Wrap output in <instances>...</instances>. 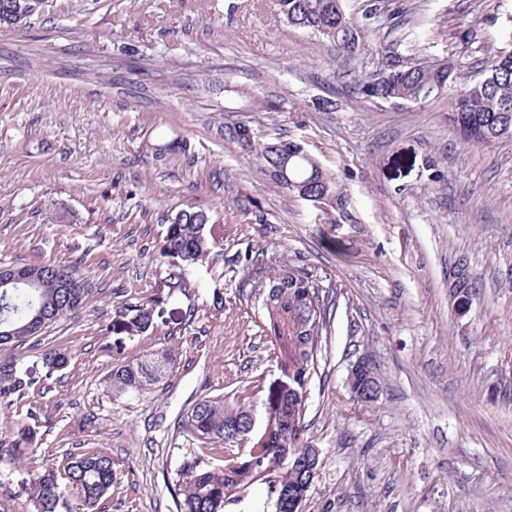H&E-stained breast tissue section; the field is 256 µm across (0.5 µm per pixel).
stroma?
I'll use <instances>...</instances> for the list:
<instances>
[{"instance_id":"35a3bbf8","label":"stroma","mask_w":512,"mask_h":512,"mask_svg":"<svg viewBox=\"0 0 512 512\" xmlns=\"http://www.w3.org/2000/svg\"><path fill=\"white\" fill-rule=\"evenodd\" d=\"M411 2L414 23L351 61L285 26L276 0H49L29 27L0 29V266L75 262L95 289L23 347L0 346L33 383L0 405V512H33L36 476L91 448L118 473L96 512H176L184 409L239 378L282 379L256 306L238 300L258 258L304 264L336 294L305 415L321 459L306 512H512V144L464 146L447 96L394 106L350 90L412 48L477 69L503 46L512 0ZM269 96L281 111H256ZM228 120L302 143L344 186L348 217L324 222L277 186L225 140ZM174 139L184 152L157 155ZM190 203L213 213L216 246L174 293L154 253ZM460 264L482 284L461 317ZM163 345L178 361L167 383L140 400L104 392L115 359ZM53 349L70 362L52 373ZM362 356L372 404L347 386ZM21 429L34 452L12 448Z\"/></svg>"}]
</instances>
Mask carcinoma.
I'll return each instance as SVG.
<instances>
[{"label": "carcinoma", "mask_w": 512, "mask_h": 512, "mask_svg": "<svg viewBox=\"0 0 512 512\" xmlns=\"http://www.w3.org/2000/svg\"><path fill=\"white\" fill-rule=\"evenodd\" d=\"M390 0H278L289 27L309 31L330 41L338 53L352 58L364 41L383 30L396 31L409 23L408 9H389ZM47 0H0V28L23 27L44 11ZM357 95L393 105L418 103L448 94L451 120L461 140L471 145L512 143V31L508 47L486 52L481 69L471 74L453 61L386 58L376 71L355 83ZM224 139L252 153L265 174L278 186L315 205L348 215L349 198L336 174L324 168L294 141L275 146L260 141L250 122L224 126ZM211 211L192 204L168 219L160 256L168 259L170 288H188V274L211 254L214 239L207 226ZM39 277L29 286L0 285V340L20 347L34 336L31 323H51L83 308L92 297L90 282L75 266L53 261L33 264ZM478 292V279L467 275L453 289L455 310L462 314ZM240 302L260 310L259 328L273 346V361L288 377V387L269 399L272 419L261 449L241 448L232 440L253 416L260 380L243 379L234 392L236 404L224 397L194 401L177 422V429L197 444L185 448L175 470L177 512H225L228 505L256 483L265 485L261 512H303L305 487L312 478L314 445L304 439L309 385L328 360V328L335 300L322 280L300 264L277 268L255 262L239 283ZM70 362L69 353L46 354L49 372ZM177 359L165 347L133 360H116L103 380L114 397H144L173 376ZM32 382L20 376L14 359L0 360V402L25 394ZM112 455L92 448L66 455L63 476L47 470L35 480L34 512H56L66 496L77 495L89 512L117 479Z\"/></svg>", "instance_id": "carcinoma-1"}]
</instances>
